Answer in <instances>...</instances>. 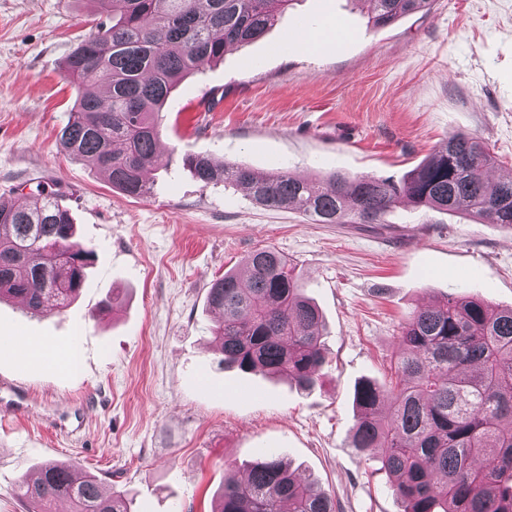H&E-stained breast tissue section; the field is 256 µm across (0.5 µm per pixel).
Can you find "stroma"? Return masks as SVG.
I'll use <instances>...</instances> for the list:
<instances>
[{
    "label": "stroma",
    "instance_id": "1",
    "mask_svg": "<svg viewBox=\"0 0 512 512\" xmlns=\"http://www.w3.org/2000/svg\"><path fill=\"white\" fill-rule=\"evenodd\" d=\"M298 19L341 37L300 51L288 39ZM99 21L85 0H0V202L59 192L95 251L65 310L0 301V512H26L19 486L50 461L98 475L131 512H210L225 476L265 448L312 475L337 512H403L376 458L350 446L354 389L388 379L416 307L451 292L512 307V230L406 202L382 224H311L203 186L183 158L398 180L472 133L498 160L492 176L510 177L512 0H432L384 27L354 0H295L263 38L177 87L145 198L57 150L75 100L63 64ZM268 246L323 316L327 362L306 393L211 351V284ZM7 336L74 350L77 363L31 361Z\"/></svg>",
    "mask_w": 512,
    "mask_h": 512
}]
</instances>
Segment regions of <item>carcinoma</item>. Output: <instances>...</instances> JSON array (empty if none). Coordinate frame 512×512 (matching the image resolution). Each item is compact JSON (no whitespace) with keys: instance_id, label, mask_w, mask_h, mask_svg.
<instances>
[{"instance_id":"1","label":"carcinoma","mask_w":512,"mask_h":512,"mask_svg":"<svg viewBox=\"0 0 512 512\" xmlns=\"http://www.w3.org/2000/svg\"><path fill=\"white\" fill-rule=\"evenodd\" d=\"M106 17L70 54L64 69L75 108L57 134L60 153L81 159L129 197H147L149 170L162 166L160 114L179 82L262 38L293 0H86ZM384 26L430 0H365ZM495 158L460 133L401 180L334 172L307 179L287 168L260 175L235 163L188 154L183 165L205 186L242 189L257 205L292 209L313 224H384L393 207L468 212L512 229V177L486 173ZM0 206V298H23L33 314L61 311L86 283L94 251L75 237L59 194ZM211 328L220 363L285 374L301 390L326 360L318 309L275 248L250 254L242 272L212 283ZM387 383H360L351 445L373 453L404 512H512V308L477 295L413 310L397 336ZM31 512L66 501L74 512H129L125 495L70 462H51L22 482ZM336 512L315 481L267 453L224 480L212 512Z\"/></svg>"}]
</instances>
